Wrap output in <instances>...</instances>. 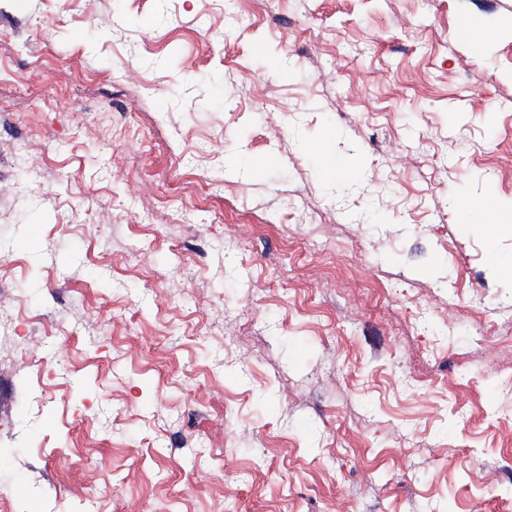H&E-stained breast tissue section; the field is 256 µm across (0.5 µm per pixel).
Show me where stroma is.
I'll list each match as a JSON object with an SVG mask.
<instances>
[{"instance_id": "stroma-1", "label": "stroma", "mask_w": 512, "mask_h": 512, "mask_svg": "<svg viewBox=\"0 0 512 512\" xmlns=\"http://www.w3.org/2000/svg\"><path fill=\"white\" fill-rule=\"evenodd\" d=\"M233 9L0 6V512H512V0Z\"/></svg>"}]
</instances>
